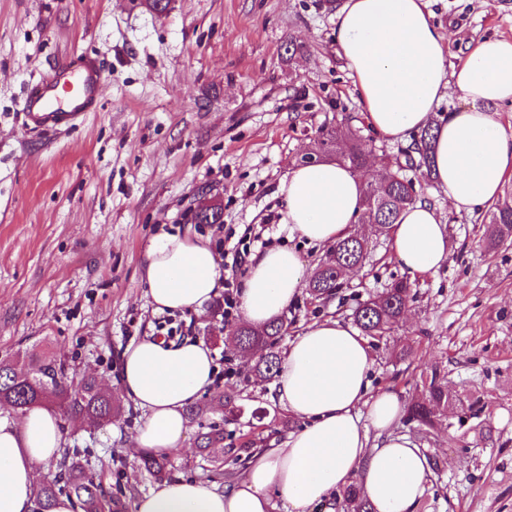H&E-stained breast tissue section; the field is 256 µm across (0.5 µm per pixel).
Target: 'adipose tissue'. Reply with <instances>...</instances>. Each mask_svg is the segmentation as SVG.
<instances>
[{
  "mask_svg": "<svg viewBox=\"0 0 512 512\" xmlns=\"http://www.w3.org/2000/svg\"><path fill=\"white\" fill-rule=\"evenodd\" d=\"M336 43L371 127L406 141L430 127L449 85L461 103L435 128L438 183L456 211L473 212L503 196L512 171V135L500 121L512 107V39L478 41L457 70L426 0H343L336 11ZM364 180L337 162L300 165L281 181L283 223L308 243L330 246L346 236L362 209ZM400 265L411 273L447 262L448 229L425 201L408 206L392 229ZM297 252L271 248L253 255L240 291L243 320L259 328L287 313L299 294ZM148 295L160 311L202 312L222 286L223 270L208 242L165 234L146 252ZM373 361L366 340L336 319L317 321L280 357L274 392L301 426L282 442L256 450L242 478L224 490L175 477L157 483L135 512H309L348 484H357L374 512H415L426 489L427 455L396 433L403 404L396 394L371 393ZM217 374L208 347L144 338L122 353L118 389L144 418L133 451L159 454L183 448L186 411ZM63 443L56 410L34 407L0 416V512H31L41 467Z\"/></svg>",
  "mask_w": 512,
  "mask_h": 512,
  "instance_id": "1",
  "label": "adipose tissue"
}]
</instances>
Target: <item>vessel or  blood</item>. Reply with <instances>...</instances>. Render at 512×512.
<instances>
[{"instance_id":"1","label":"vessel or blood","mask_w":512,"mask_h":512,"mask_svg":"<svg viewBox=\"0 0 512 512\" xmlns=\"http://www.w3.org/2000/svg\"><path fill=\"white\" fill-rule=\"evenodd\" d=\"M104 75L97 59L70 52L32 82L20 104L24 129L59 132L94 111Z\"/></svg>"}]
</instances>
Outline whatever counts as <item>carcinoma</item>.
Masks as SVG:
<instances>
[{
    "mask_svg": "<svg viewBox=\"0 0 512 512\" xmlns=\"http://www.w3.org/2000/svg\"><path fill=\"white\" fill-rule=\"evenodd\" d=\"M431 130L421 131L414 140L406 167L432 171ZM318 150L324 155L336 156V161L355 171L371 167V154L356 131L347 125H338L322 133ZM417 200L412 179L402 174V169L387 170L376 185H367L364 191L363 210L359 223L372 224L379 233H385L396 223L401 212ZM222 208L218 203L201 205L193 214L197 224L221 223ZM491 231L486 247L496 249L512 239V206L496 204L488 213ZM369 239L357 232H350L331 246L328 258L319 265L308 280L307 288L312 297L328 302L342 288L343 274L347 268L358 265L368 255ZM413 300L412 285L398 280L389 287L361 303L354 311V321L367 336H382L407 311ZM288 322L279 319L256 332L247 327H236L229 340L248 354L257 347L268 349V354L258 359L254 370L273 377L278 368V353L274 351L287 334ZM448 389L431 380L428 394L409 408V418L424 426H433L439 409L448 406ZM7 405L17 412L34 406L57 409L63 420H79L93 427L112 423L122 412L123 404L118 393L102 387L95 376L69 375L64 364L55 358L30 354L20 361L0 362V406ZM224 406L236 411L231 393L219 392L204 405L188 408L186 417L194 422L209 410ZM198 453L202 469L216 476L224 474V455L232 463L242 464L248 449H224V427L210 424L201 427L197 436ZM141 469L156 481L173 477L175 465L169 455L143 452L139 457ZM106 463L95 466L78 452H65L59 463V472L39 482L34 489L33 512H51L56 500L68 498L75 512H113L117 507L112 491L103 484L102 473ZM351 512H373L371 505L361 495L356 485L349 486L343 494Z\"/></svg>",
    "mask_w": 512,
    "mask_h": 512,
    "instance_id": "carcinoma-1",
    "label": "carcinoma"
}]
</instances>
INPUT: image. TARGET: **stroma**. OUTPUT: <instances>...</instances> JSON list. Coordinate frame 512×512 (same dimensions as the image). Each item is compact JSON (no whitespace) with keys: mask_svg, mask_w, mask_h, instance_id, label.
Listing matches in <instances>:
<instances>
[{"mask_svg":"<svg viewBox=\"0 0 512 512\" xmlns=\"http://www.w3.org/2000/svg\"><path fill=\"white\" fill-rule=\"evenodd\" d=\"M340 2L171 0L160 18L145 0H0V360L35 349L114 382L128 344L166 338L161 321L204 340L220 370L214 391L234 392L240 411L189 424L172 455L186 478H205L195 462L200 426L223 424L225 447L250 438L259 448L300 422L273 401L272 380L225 343L213 306L154 309L143 274L150 242L188 231L220 253L228 229L262 225L271 246L300 254L305 282L328 250L282 223L277 189L288 170L344 121L372 147L377 168L405 162L407 143L374 132L338 52ZM428 7L450 36V68L482 39L512 38V0ZM73 50L104 59L97 110L60 134L23 129L25 87ZM409 175L448 226L447 263L408 272L390 236L359 225L371 244L366 261L330 302L300 292L288 334L328 317L353 323L359 304L394 280L410 281L416 297L407 314L367 344L372 391L394 392L408 406L434 379L453 397L432 427L406 418L398 425L431 464L416 512H512V241L487 250L486 209L455 211L437 182ZM204 200L220 203L222 223L193 222ZM142 418L127 401L111 425L64 430L65 447L110 460L105 481L124 492L117 512H135L155 485L128 448Z\"/></svg>","mask_w":512,"mask_h":512,"instance_id":"stroma-1","label":"stroma"}]
</instances>
